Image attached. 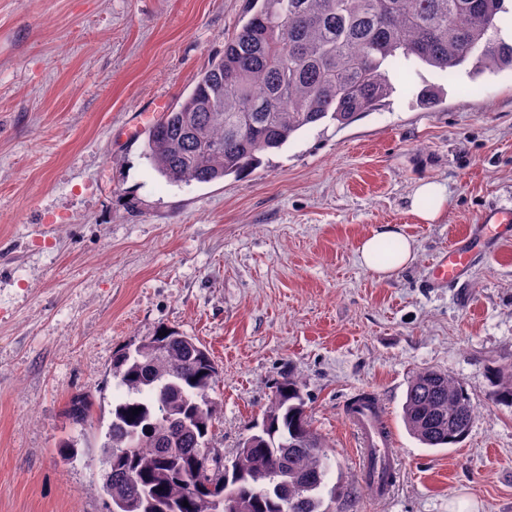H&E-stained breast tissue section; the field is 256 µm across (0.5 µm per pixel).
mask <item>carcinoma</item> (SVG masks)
Returning a JSON list of instances; mask_svg holds the SVG:
<instances>
[{"label":"carcinoma","mask_w":512,"mask_h":512,"mask_svg":"<svg viewBox=\"0 0 512 512\" xmlns=\"http://www.w3.org/2000/svg\"><path fill=\"white\" fill-rule=\"evenodd\" d=\"M247 2L224 56L149 127L146 158L171 184L242 175L310 126L352 122L391 95L389 72L402 76L412 61L447 73L468 65L474 77L512 69L505 0ZM218 376L202 344L168 327L115 353L124 395L103 446L111 512H325L324 494L336 496L332 453L290 372L232 463L208 472ZM489 383L490 398L512 407V369L491 370ZM474 417L453 376L425 368L409 381L402 419L422 445L460 444Z\"/></svg>","instance_id":"1"}]
</instances>
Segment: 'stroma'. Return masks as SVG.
<instances>
[{"label":"stroma","instance_id":"obj_1","mask_svg":"<svg viewBox=\"0 0 512 512\" xmlns=\"http://www.w3.org/2000/svg\"><path fill=\"white\" fill-rule=\"evenodd\" d=\"M246 0H0V512H110L101 449L112 356L168 326L210 352L220 403L211 460H233L285 371L334 452L333 512H512V407L487 370L512 366V239L467 286L432 267L480 210H512V71L410 64L376 110L326 120L245 176L168 183L146 131L192 90ZM440 89L433 106L421 90ZM444 184L419 223L420 181ZM397 225L414 262L381 279L362 238ZM455 377L475 408L454 448L421 445L402 405L416 372ZM382 396L402 476L361 484L345 401ZM87 421L68 414L73 397ZM447 198L446 188L433 180H424L415 187L410 205L412 213L425 224H433L442 216ZM429 201L427 208L421 207V201Z\"/></svg>","mask_w":512,"mask_h":512}]
</instances>
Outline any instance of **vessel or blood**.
<instances>
[{"label":"vessel or blood","instance_id":"b4317fda","mask_svg":"<svg viewBox=\"0 0 512 512\" xmlns=\"http://www.w3.org/2000/svg\"><path fill=\"white\" fill-rule=\"evenodd\" d=\"M512 233V211L497 206L482 210L475 224L452 239L447 252L434 264L433 280L439 285L463 282L473 262L486 254L502 237ZM347 415L357 435L359 477L378 499L390 497L400 480L401 469L394 456V437L381 398L365 404H347Z\"/></svg>","mask_w":512,"mask_h":512}]
</instances>
